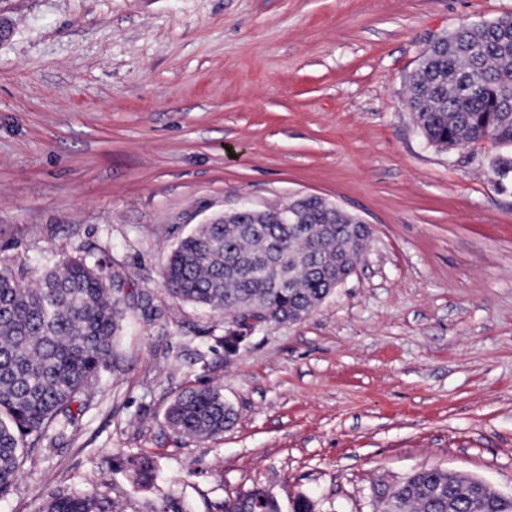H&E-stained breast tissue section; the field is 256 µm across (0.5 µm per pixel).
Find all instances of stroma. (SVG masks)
<instances>
[{
	"mask_svg": "<svg viewBox=\"0 0 512 512\" xmlns=\"http://www.w3.org/2000/svg\"><path fill=\"white\" fill-rule=\"evenodd\" d=\"M512 0H0V267L32 286L66 257L120 273L127 311L94 407L25 453L0 512L50 490L187 512L269 489L283 512H372L424 468L512 496V179L486 141L426 145L403 102L423 50ZM317 195L370 225L355 272L304 320L255 325L162 287L165 259L240 201ZM217 385L223 435L164 424ZM152 456L155 488L112 483Z\"/></svg>",
	"mask_w": 512,
	"mask_h": 512,
	"instance_id": "obj_1",
	"label": "stroma"
}]
</instances>
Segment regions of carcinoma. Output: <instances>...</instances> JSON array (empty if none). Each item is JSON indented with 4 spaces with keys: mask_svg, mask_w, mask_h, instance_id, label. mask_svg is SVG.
<instances>
[{
    "mask_svg": "<svg viewBox=\"0 0 512 512\" xmlns=\"http://www.w3.org/2000/svg\"><path fill=\"white\" fill-rule=\"evenodd\" d=\"M484 84L463 89L469 75ZM512 14L462 29L448 48H427L407 78L405 103L423 139L453 151L484 139L512 147ZM304 223L280 224L281 207L203 224L178 241L162 269L174 298L227 314L277 323L305 318L353 271L369 240L358 224L330 215L320 197L302 203ZM123 278L101 263L71 258L28 287L0 268V497L17 480L27 445L53 444L60 426L93 406L91 389L108 371L128 296ZM236 419L219 386L180 392L165 413L168 430L206 440ZM113 474L149 490L157 465L145 455L120 459ZM40 512H140L128 499L48 494ZM224 512H282L271 492L255 487L224 502ZM372 512H512L483 480L437 468L378 485Z\"/></svg>",
    "mask_w": 512,
    "mask_h": 512,
    "instance_id": "1",
    "label": "carcinoma"
}]
</instances>
